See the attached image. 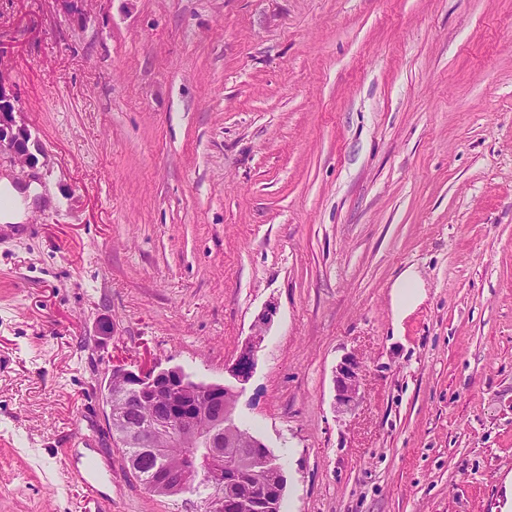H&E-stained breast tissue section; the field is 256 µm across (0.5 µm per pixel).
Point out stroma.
<instances>
[{"label": "stroma", "mask_w": 512, "mask_h": 512, "mask_svg": "<svg viewBox=\"0 0 512 512\" xmlns=\"http://www.w3.org/2000/svg\"><path fill=\"white\" fill-rule=\"evenodd\" d=\"M0 53L44 190L0 223V512H205L130 477L107 376L224 382L269 305L236 413L282 512H503L512 0H0ZM420 280L413 271H406L392 288L394 311L401 315L415 307L421 295ZM364 365L356 357L347 356L336 367V411L340 414L352 410L359 396V380Z\"/></svg>", "instance_id": "35a3bbf8"}]
</instances>
